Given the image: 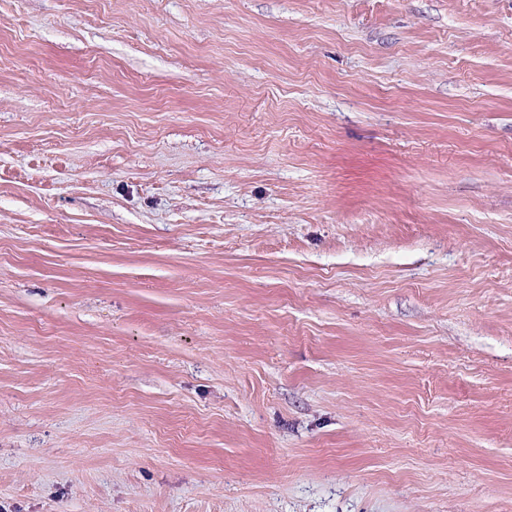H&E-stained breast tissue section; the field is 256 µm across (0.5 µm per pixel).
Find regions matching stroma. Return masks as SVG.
<instances>
[{"label":"stroma","instance_id":"35a3bbf8","mask_svg":"<svg viewBox=\"0 0 512 512\" xmlns=\"http://www.w3.org/2000/svg\"><path fill=\"white\" fill-rule=\"evenodd\" d=\"M0 512H512V0H0Z\"/></svg>","mask_w":512,"mask_h":512}]
</instances>
